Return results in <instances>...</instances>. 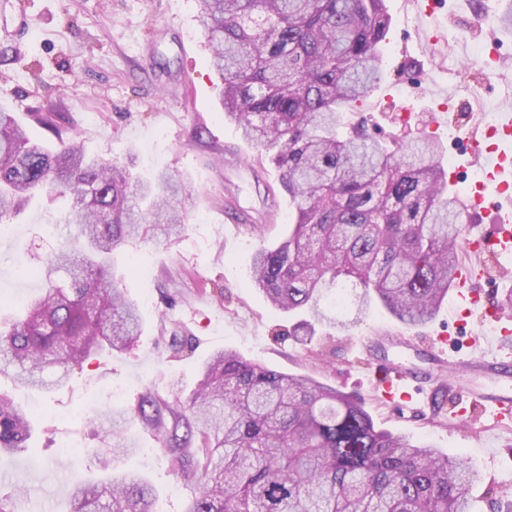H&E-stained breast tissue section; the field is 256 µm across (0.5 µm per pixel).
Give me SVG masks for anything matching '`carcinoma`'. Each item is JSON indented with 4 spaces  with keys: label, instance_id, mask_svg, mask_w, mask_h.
Returning a JSON list of instances; mask_svg holds the SVG:
<instances>
[{
    "label": "carcinoma",
    "instance_id": "carcinoma-1",
    "mask_svg": "<svg viewBox=\"0 0 512 512\" xmlns=\"http://www.w3.org/2000/svg\"><path fill=\"white\" fill-rule=\"evenodd\" d=\"M222 82L224 116L277 167L292 230L261 246L251 279L278 310L345 328L374 304L401 323L430 322L463 264L461 212L438 144L389 143L343 114L381 82L384 0H199ZM180 187L142 179L77 146L51 152L0 111V224L35 195L67 196L77 232L40 265L47 288L0 331V374L47 388L138 335L137 307L112 280V254L181 224ZM137 415L170 463L199 475L187 512H472L479 475L462 456L380 429L362 398L280 372L232 350L206 363L177 411L152 393ZM112 418V454H130ZM30 414L0 394V452L26 447ZM71 512H154L133 472L73 485Z\"/></svg>",
    "mask_w": 512,
    "mask_h": 512
}]
</instances>
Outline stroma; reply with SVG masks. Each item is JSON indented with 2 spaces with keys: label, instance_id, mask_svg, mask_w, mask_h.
<instances>
[{
  "label": "stroma",
  "instance_id": "stroma-1",
  "mask_svg": "<svg viewBox=\"0 0 512 512\" xmlns=\"http://www.w3.org/2000/svg\"><path fill=\"white\" fill-rule=\"evenodd\" d=\"M435 2L454 35L438 45L428 42L412 0H385L391 24L380 49L383 77L345 121L379 139L432 136L449 166L461 162L467 139L481 137L471 89L483 87L496 111L512 110V36L502 37L496 22L476 26L479 0ZM197 14V0H0V108L14 113L31 140L55 148L64 138L88 157L120 160L136 175L165 171L187 186L180 234L162 246L141 239L112 258L119 288L141 315L133 347L100 351L50 390L0 375V391L33 412L27 449L0 455V495L20 494L30 512H69L76 480L132 469L160 512H187L196 481L174 472L159 433L134 412L149 391L182 409L205 362L229 349L359 396L378 427L468 458L481 476L470 490L473 512H512V425H495L486 411L467 432L457 430L451 407L464 390L455 375L428 387L411 419L380 400L382 382L402 381L413 354L390 350L378 366L364 343L401 322L375 306L350 329L311 328L274 310L253 286L252 256L287 236L291 210L278 169L224 117ZM452 60L459 63L453 75ZM49 106L62 136L36 119ZM69 205L65 197L36 198L13 219L14 234L0 235V300L10 312H18L19 299L41 294L42 281L20 269L39 266L59 246L60 234L46 225ZM137 259L149 276L135 270ZM409 334L422 347L443 341L456 357L472 337L491 331L478 313L458 322L448 298ZM114 411L129 414L126 435L136 451L106 471L94 451L105 445L100 422Z\"/></svg>",
  "mask_w": 512,
  "mask_h": 512
}]
</instances>
